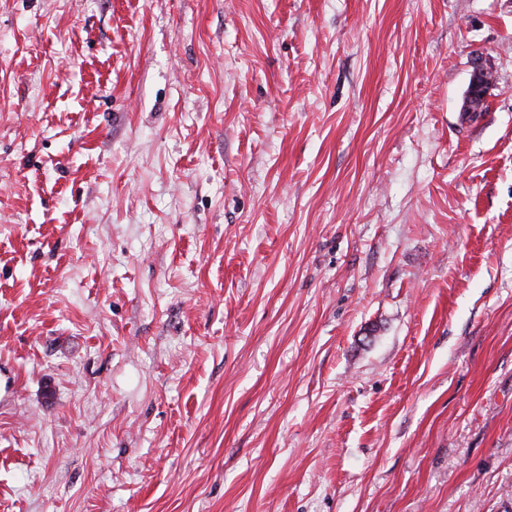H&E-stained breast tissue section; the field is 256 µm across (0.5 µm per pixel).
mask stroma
I'll list each match as a JSON object with an SVG mask.
<instances>
[{
    "instance_id": "stroma-1",
    "label": "stroma",
    "mask_w": 512,
    "mask_h": 512,
    "mask_svg": "<svg viewBox=\"0 0 512 512\" xmlns=\"http://www.w3.org/2000/svg\"><path fill=\"white\" fill-rule=\"evenodd\" d=\"M0 512H512V0H0ZM471 64V81L464 97V110L478 113L481 112V109L483 110L484 105L482 108L476 109L473 106L477 99L485 100L487 98L488 91L492 85L488 80V75L492 72V69L488 66L485 58L479 55L472 57Z\"/></svg>"
}]
</instances>
